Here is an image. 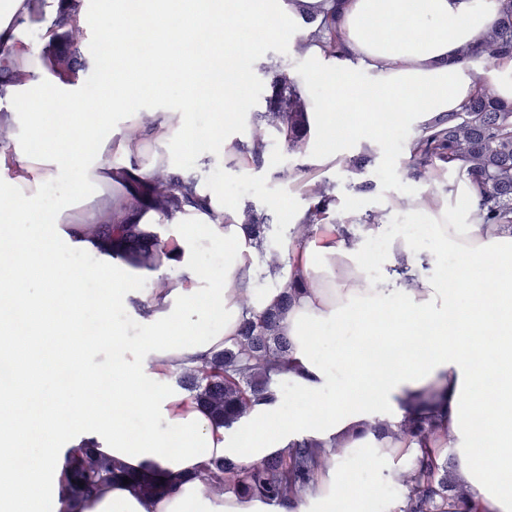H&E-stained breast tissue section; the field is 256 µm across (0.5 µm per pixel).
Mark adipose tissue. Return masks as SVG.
Masks as SVG:
<instances>
[{
    "label": "adipose tissue",
    "instance_id": "obj_1",
    "mask_svg": "<svg viewBox=\"0 0 512 512\" xmlns=\"http://www.w3.org/2000/svg\"><path fill=\"white\" fill-rule=\"evenodd\" d=\"M337 9L341 55H328L312 40L324 12ZM501 0H192L188 30L164 36L167 0H150L148 17L159 35L154 58L128 51L132 29L129 0H82L80 22L102 19L100 35L124 66L104 77L96 123L79 130L63 126L46 133L44 118L55 102L82 108L78 84L50 74L29 42L28 0H0V55L21 67L26 83L5 85L7 105L0 126L12 129L0 147V211L11 217L9 243L0 248V299L24 309V333L8 332L0 359L13 369L34 370L27 380L31 408L0 400V512H267L256 500L218 494L198 477L208 458L252 463L297 438L319 442L326 463L297 512H363L370 487L336 488L354 453L367 458L378 479L401 486L416 454V442L377 437L374 427L398 423L409 394L443 385L448 414L443 432L455 458L456 477L478 512H512V227L483 223L478 187L467 176L446 189H424L412 203L426 215L437 252L452 255L451 273L428 271L414 242L390 235L385 224H351L346 234L319 233L303 244L259 257L245 216L224 190L183 171L175 151L195 150L199 127L193 106L198 94L218 96L212 156L240 173L253 169L248 115L252 49L229 28L232 20L256 24L260 35L287 31L304 68L300 87L326 81L332 96L309 114L313 138L304 152L308 167L321 169L350 142L357 152L378 148L386 133L387 107L422 131L439 116L459 111L478 88L512 101V58L494 61L485 76L460 62L463 48L481 46L499 18ZM212 31L204 64L191 57L192 33ZM180 61L187 90L180 106L163 103V64ZM369 75L358 86L353 66ZM152 102L142 117L144 102ZM349 121L336 122L337 111ZM123 113L137 136L116 135ZM156 144L144 159L143 142ZM79 167L82 181L46 204L44 186ZM178 177L193 203L171 216L137 207V186L156 176ZM164 224L176 244L155 271L152 287L139 274L116 271L110 255L77 232L80 224ZM383 238L382 278L371 275L367 246ZM222 254L212 271L199 264L203 244ZM80 257L58 291L51 256ZM280 266L281 282L304 280L280 331L292 345L299 372L279 375L280 385L304 398L284 414L285 395L260 403L235 432L215 427L188 395L168 381L171 372L202 365L212 351L234 342L243 318L269 307L275 290H258L263 263ZM108 278L105 294L91 298L85 283ZM494 282L487 293L485 282ZM65 294V307L53 306ZM494 316H487V309ZM110 319L126 312L140 327L130 336L113 325L107 340L86 339L74 353L70 337L87 310ZM336 332L338 351L320 352L321 337ZM112 375V394L99 391L101 373ZM140 425H125L130 411ZM90 447L119 460L132 472L175 476L161 496L144 498L114 481L70 506L61 494L68 449Z\"/></svg>",
    "mask_w": 512,
    "mask_h": 512
}]
</instances>
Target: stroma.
Wrapping results in <instances>:
<instances>
[{"mask_svg": "<svg viewBox=\"0 0 512 512\" xmlns=\"http://www.w3.org/2000/svg\"><path fill=\"white\" fill-rule=\"evenodd\" d=\"M256 42L257 62L249 83L248 110L252 113L265 111L276 73L295 72L302 66L288 35ZM80 49L85 65L76 79L87 97H98L103 91L102 73L107 70L113 53L99 37L97 23L84 26ZM413 134L411 126L398 121L389 123L385 141L365 170L358 171L349 166L348 160L354 155L349 144L343 146L334 164L319 170V179L329 182L333 188L339 211L354 212L361 218L378 215L387 224H399L409 218V211L401 209L400 204L420 194L426 183L425 178L412 175L408 144ZM211 147V142L206 141L202 144V153L178 154L179 166L194 172L199 179L220 185L225 198L237 207H249L267 215L271 228L266 248L270 251L282 248L288 227L281 220L278 202L287 199L294 205L303 206L310 200L309 193L298 180L302 164L300 156L289 152L282 142L273 138L266 148L271 169L259 167L250 174L242 175L207 158L206 152ZM364 180L374 184V192L354 193V184Z\"/></svg>", "mask_w": 512, "mask_h": 512, "instance_id": "35a3bbf8", "label": "stroma"}]
</instances>
